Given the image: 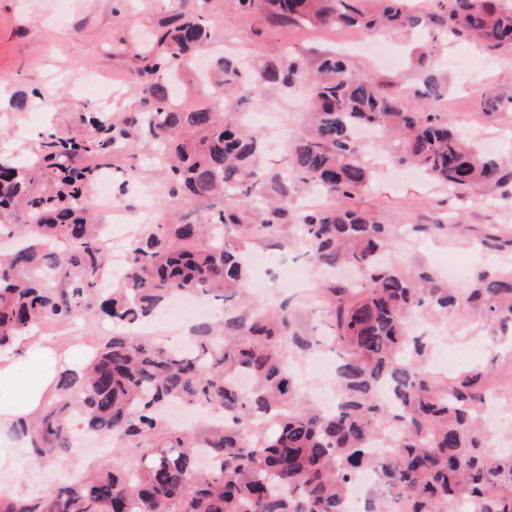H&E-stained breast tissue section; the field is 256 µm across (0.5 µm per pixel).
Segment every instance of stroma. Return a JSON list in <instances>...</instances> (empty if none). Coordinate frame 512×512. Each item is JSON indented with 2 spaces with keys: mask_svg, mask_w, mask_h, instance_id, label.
<instances>
[{
  "mask_svg": "<svg viewBox=\"0 0 512 512\" xmlns=\"http://www.w3.org/2000/svg\"><path fill=\"white\" fill-rule=\"evenodd\" d=\"M185 2L193 5L216 37L231 35L238 56L245 58L271 62L287 53L312 64L318 54L341 50L344 41L356 37L352 31L286 27L258 13L244 15L233 0H69L62 18L51 0H0V85L6 89L0 98V152L30 163L49 129L86 137L89 130L80 116L87 109L104 108L116 122L137 111V55L157 24ZM387 39L399 58L398 66H383L369 52L352 48L347 50L351 68L377 80L384 90L396 86L411 90L422 75L410 65L408 53L417 44L428 47L443 83L442 96L423 102L411 96L408 104L446 114L454 128L500 155L509 177L460 194L393 161L391 141H381L374 148L361 144L357 151L371 180L350 200V207L392 225L391 259L410 274L427 271L444 287L470 288L478 274L512 272V50L491 52L479 43L432 29L417 37L394 32ZM48 89L53 92V106L46 110L38 94ZM20 93L28 99L22 111L11 103ZM247 110L254 129H261L260 114L267 110L273 124L284 130L280 139H266L257 161L264 177H272L288 165L289 142L312 133L305 120L306 91L301 87L272 90ZM132 165L140 171V184L121 195L120 203L136 209L142 192L154 191V223L172 222L174 214L166 205V169L155 157L153 141L141 138L105 163L116 177ZM298 234L297 225H283L281 238L286 245L282 248L262 238L248 240L249 253L267 257L264 265L250 269L249 299L273 309L288 303L295 314V331L320 339L317 354L331 367L335 350L323 342L330 329L319 286L348 277L349 272L321 267L304 256L290 244ZM432 326L434 352L448 357L450 376L476 366L489 369L490 384L501 388L492 422L498 432L494 448H512V344L498 345L479 306H461L434 320ZM11 456L22 475L10 480L0 469V487L8 486L19 498L44 494L69 482L72 473L86 472L102 461L118 464L123 460L122 455L108 451L82 454L59 464L35 458L20 447L12 449Z\"/></svg>",
  "mask_w": 512,
  "mask_h": 512,
  "instance_id": "stroma-1",
  "label": "stroma"
}]
</instances>
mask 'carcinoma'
Returning <instances> with one entry per match:
<instances>
[{
  "mask_svg": "<svg viewBox=\"0 0 512 512\" xmlns=\"http://www.w3.org/2000/svg\"><path fill=\"white\" fill-rule=\"evenodd\" d=\"M235 4L242 14L263 12L285 26L307 22L364 34L425 20L478 38L490 51L512 48V5L502 0H436L423 20L406 0H377L373 9L365 0ZM210 38L201 19L176 14L141 56L139 111L120 122L83 113L91 135L47 132L32 165L0 157V214L15 216L0 231L30 236L13 253L0 254V349L48 320L81 311L125 328L104 338L82 374L60 377L55 398L22 435L33 455L63 463L78 451V421L88 433L118 437L117 447L133 453L126 469L102 466L38 497L0 495V512H345L351 481L367 469L408 499L410 512H448L468 501L480 502V512H512V455H488L480 423L490 400L488 370L472 368L444 388L427 371L431 346L409 329L417 310L447 315L459 305L456 293L429 273L402 277L389 255L392 227L346 206L368 177L352 139L359 126L394 134L400 161L454 189L503 179L502 161L436 114L407 107L401 91H383L358 76L334 52L320 55L313 69L286 53L250 69L236 56H223L213 77L224 95L244 102L268 88L307 92L313 134L291 142L290 166L274 178L275 195L266 197L256 168L260 135L226 118L220 102L177 110L160 82ZM410 61L425 72L414 95L440 96L429 54L415 51ZM141 135L168 159L172 198L189 204L234 196L240 207L214 205L206 224L150 225L131 245L125 281L102 298L103 225L88 223L86 209L96 166L78 160L105 159ZM43 177L51 181L46 192L36 189ZM310 188L332 204L296 210L297 193ZM290 221L311 260L353 266L363 277L357 288L321 289L340 353L333 412L294 403L289 358L309 350L311 341L291 331L287 306L271 316L250 306L245 292L246 239H275ZM175 292L235 300L248 312L198 326L186 349L139 335L135 328ZM465 302L484 307L491 326L512 330V276L479 275ZM240 373L252 378L250 390L235 384ZM173 400L220 410L224 420L184 433L160 414ZM383 434L394 451L380 458L370 445ZM199 448L212 457L204 471Z\"/></svg>",
  "mask_w": 512,
  "mask_h": 512,
  "instance_id": "1",
  "label": "carcinoma"
}]
</instances>
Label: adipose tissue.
<instances>
[{"mask_svg":"<svg viewBox=\"0 0 512 512\" xmlns=\"http://www.w3.org/2000/svg\"><path fill=\"white\" fill-rule=\"evenodd\" d=\"M73 367L70 358L40 341L18 356L0 352V432L39 415L54 397L59 375Z\"/></svg>","mask_w":512,"mask_h":512,"instance_id":"obj_1","label":"adipose tissue"}]
</instances>
